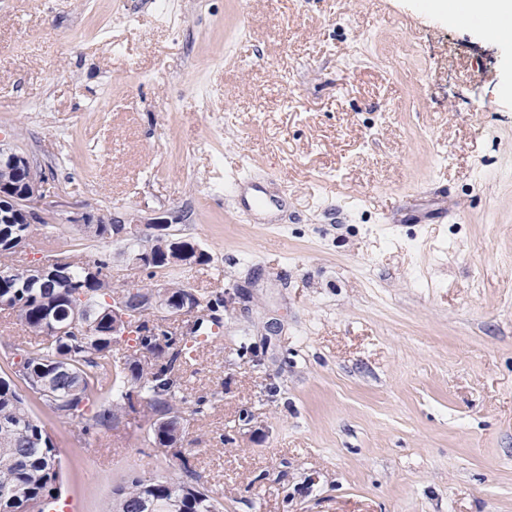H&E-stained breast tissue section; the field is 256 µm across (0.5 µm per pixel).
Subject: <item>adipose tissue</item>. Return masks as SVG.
I'll return each mask as SVG.
<instances>
[{
	"label": "adipose tissue",
	"instance_id": "ef3b65f1",
	"mask_svg": "<svg viewBox=\"0 0 512 512\" xmlns=\"http://www.w3.org/2000/svg\"><path fill=\"white\" fill-rule=\"evenodd\" d=\"M432 12L475 23L487 36L512 45V0H431Z\"/></svg>",
	"mask_w": 512,
	"mask_h": 512
}]
</instances>
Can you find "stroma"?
<instances>
[{
	"label": "stroma",
	"instance_id": "obj_1",
	"mask_svg": "<svg viewBox=\"0 0 512 512\" xmlns=\"http://www.w3.org/2000/svg\"><path fill=\"white\" fill-rule=\"evenodd\" d=\"M0 144L56 203L17 266L160 290L68 217L164 212L209 257L176 277L228 300L181 458L146 400L105 430L26 393L45 512L184 460L224 512H512L511 48L421 0H0ZM31 338L0 312V376Z\"/></svg>",
	"mask_w": 512,
	"mask_h": 512
}]
</instances>
